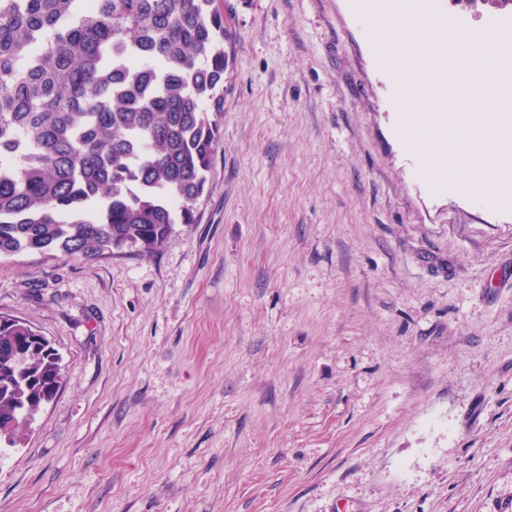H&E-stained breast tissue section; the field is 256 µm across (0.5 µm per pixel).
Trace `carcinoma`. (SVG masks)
Here are the masks:
<instances>
[{"label":"carcinoma","mask_w":512,"mask_h":512,"mask_svg":"<svg viewBox=\"0 0 512 512\" xmlns=\"http://www.w3.org/2000/svg\"><path fill=\"white\" fill-rule=\"evenodd\" d=\"M224 38L216 0H0V258L150 255L197 223ZM55 357L0 323V449L55 398Z\"/></svg>","instance_id":"cac0c4a2"}]
</instances>
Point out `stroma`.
<instances>
[{
	"instance_id": "1",
	"label": "stroma",
	"mask_w": 512,
	"mask_h": 512,
	"mask_svg": "<svg viewBox=\"0 0 512 512\" xmlns=\"http://www.w3.org/2000/svg\"><path fill=\"white\" fill-rule=\"evenodd\" d=\"M352 3L224 0L208 191L160 251L0 259L64 367L0 512H512V203L405 149Z\"/></svg>"
}]
</instances>
